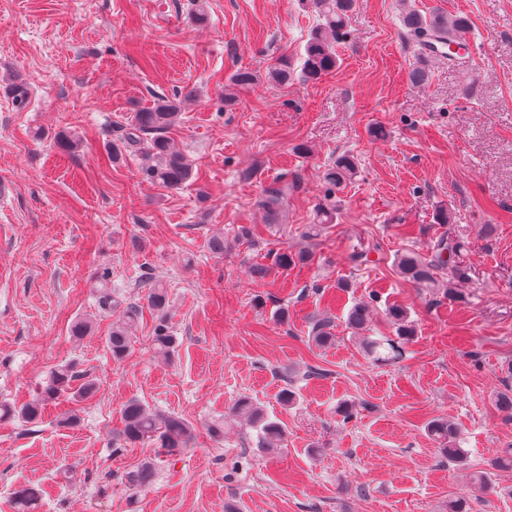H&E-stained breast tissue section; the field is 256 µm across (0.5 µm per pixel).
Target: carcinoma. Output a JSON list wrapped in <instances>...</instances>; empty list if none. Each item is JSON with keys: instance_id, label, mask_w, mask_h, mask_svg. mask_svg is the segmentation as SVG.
Masks as SVG:
<instances>
[{"instance_id": "1", "label": "carcinoma", "mask_w": 512, "mask_h": 512, "mask_svg": "<svg viewBox=\"0 0 512 512\" xmlns=\"http://www.w3.org/2000/svg\"><path fill=\"white\" fill-rule=\"evenodd\" d=\"M305 8L313 9L318 16L316 26L310 31L304 46V54L300 76L303 81L317 83L331 74L338 66L335 44L348 35L351 15L356 7V0H299ZM403 26L411 38L422 49L421 65L412 69L409 79L413 83L423 81L427 75L426 63L428 56L435 51L430 40L437 41L442 50L440 56L452 62L465 65L466 56L453 52L452 34L464 33L470 29V21L465 16H457L448 20L435 14H422L417 10H409L403 17ZM294 69L289 66L288 58L281 56L270 65L268 79L276 84H286L293 78ZM258 80L255 72L247 68L237 69L230 78L231 86L236 89L247 88ZM194 90L188 89L180 97L170 100L160 97L150 108L140 109L132 113L125 127L123 141L129 145L146 144V153L153 156L154 163L144 169L150 182L157 183L168 189L178 190L192 176V162L182 152L174 149L166 133L180 120L183 104L193 96ZM358 166L351 154H342L324 173L325 183L336 188L356 176ZM262 205L272 219H277L281 205L280 190L270 189ZM461 244L453 240H438L433 246L431 258H426L416 251H407L397 259V271L406 281L421 288L444 291L456 299L463 298L462 287L469 281L468 268L456 260ZM307 260V254L284 249L275 254L274 265L286 270ZM149 305L162 313L168 304L165 288L158 285L149 289L147 294ZM101 309L116 314L112 323L109 345L112 357H126L133 346L131 325L138 315L134 305L121 306L112 298V294L104 292L100 296ZM371 306L367 302L355 304L348 312V328L357 334L367 331L370 323ZM387 317L395 327L397 339L363 337L364 345L374 361L380 364H391L402 357L400 341L415 333V323L410 313L399 307L387 310ZM312 340L324 345L333 340L330 321L323 317L313 321ZM175 340L169 335L168 327L160 323L155 329V352L171 359L174 354ZM74 375L67 368L56 371L50 383L45 387L43 396L32 403L19 408L0 402V420L21 419L27 423L37 422L46 402L59 397L68 391L74 397L85 399L95 388L93 380L88 379L77 389H72ZM125 423L124 439L129 443L152 441L157 447L170 452L187 447L191 438V428L182 418L173 415H159L137 399L129 400L122 409ZM229 419H237L258 433V442L264 448H276L284 441L285 430L276 421L270 419L263 410L250 401L240 402L227 414ZM429 435L438 444L441 455L453 463L465 461V450L460 445L459 429L446 419H436L427 425ZM154 471L149 463L142 464L137 470L126 474L125 479L132 487H143L151 483ZM40 496L39 489L26 486L16 492V503L27 510L34 506Z\"/></svg>"}]
</instances>
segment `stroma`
<instances>
[{"mask_svg":"<svg viewBox=\"0 0 512 512\" xmlns=\"http://www.w3.org/2000/svg\"><path fill=\"white\" fill-rule=\"evenodd\" d=\"M189 2L0 0V87L29 93L20 110L0 90V401L30 403L65 366L96 382L90 398L48 403L37 424L0 421V512H18L26 485L40 490L33 512H448L458 497L469 512H512V470L494 465L512 447L498 403L512 394V0H357L339 68L284 86L267 69L282 54L300 64L315 12L206 0L199 27ZM410 9L468 16L466 66L436 59L410 82ZM241 67L258 80L225 106ZM192 87L168 132L194 163L185 187L150 183L133 149L113 157L131 112ZM343 153L358 173L332 191L323 173ZM272 185L283 191L274 221L261 205ZM321 204L336 221L307 236ZM441 208L449 223H437ZM243 226L251 241L238 239ZM443 236L470 270L460 301L396 268ZM285 247L308 260L255 278ZM157 283L162 314L146 301ZM104 289L139 307L120 360ZM359 301L374 308L373 337L394 336L389 306L410 312L416 332L398 362L375 364L346 329ZM317 316L335 334L321 347ZM162 318L175 339L167 362L153 350ZM83 320L87 334L73 336ZM132 399L184 418L188 447L162 460L153 443H125ZM244 399L281 423L284 448L260 447L252 429L210 437ZM434 419L459 427L464 467L438 452ZM151 459V484L129 487L126 473ZM475 471L485 493L471 491Z\"/></svg>","mask_w":512,"mask_h":512,"instance_id":"1","label":"stroma"}]
</instances>
